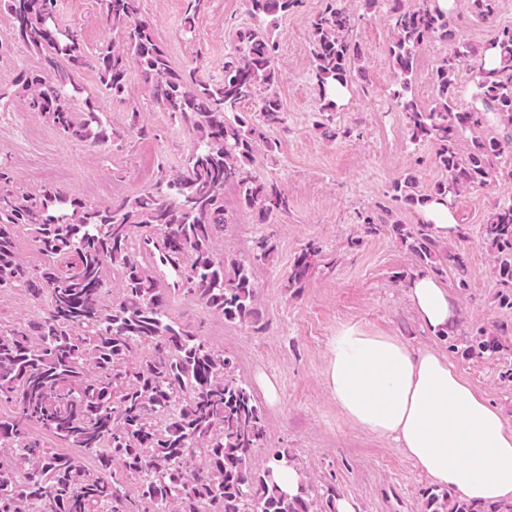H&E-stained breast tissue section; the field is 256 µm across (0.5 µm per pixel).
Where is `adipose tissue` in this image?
<instances>
[{"instance_id": "1", "label": "adipose tissue", "mask_w": 512, "mask_h": 512, "mask_svg": "<svg viewBox=\"0 0 512 512\" xmlns=\"http://www.w3.org/2000/svg\"><path fill=\"white\" fill-rule=\"evenodd\" d=\"M408 295L429 330L453 326L437 277L416 273ZM323 383L348 422L395 440L435 486L477 505L512 500V425L445 354L345 324L330 339Z\"/></svg>"}]
</instances>
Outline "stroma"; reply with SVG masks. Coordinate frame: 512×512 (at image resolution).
I'll return each instance as SVG.
<instances>
[{
  "mask_svg": "<svg viewBox=\"0 0 512 512\" xmlns=\"http://www.w3.org/2000/svg\"><path fill=\"white\" fill-rule=\"evenodd\" d=\"M318 3L306 0L305 8L279 19L272 31L286 123L272 129L278 148L260 159L254 171L281 185L290 210L272 223L259 224L250 211L235 209L234 222L220 240L221 252L245 255L258 238L270 237L273 252L254 266L261 318L253 326L229 323L187 296L172 301L170 315L231 356L256 395H263L266 384L275 386L278 400L263 405L266 437L253 450L254 463L265 464L273 450L285 448L318 491L336 488L357 503L358 512H422L431 482L393 439L349 424L327 392L322 373L329 341L341 325L358 323L401 337L415 348L437 349L512 423V307L500 302L503 288L482 235L495 205L512 200V151L500 161L501 174L490 185L450 199L458 221L450 244L464 265L456 269L440 263L438 277L448 287L458 318L448 333H432L407 296L409 275L419 268L415 256L389 231L366 234L357 215L387 204L386 194L401 176L414 174L419 193L426 194L447 174L437 166L432 144L411 141L404 115L392 101L391 18L382 2L370 7L366 0H346L358 19L356 37L367 79L353 81L335 115L337 125L353 128V137H325L309 74V16ZM58 4L60 25L80 29L88 50L116 39L103 19L101 0ZM456 11L462 16L455 28L459 43H482L495 29L512 27V0H499L491 24L467 12L465 0H456ZM183 12L184 0H141V16L152 24L172 65L195 66L205 79L221 80L232 33L252 24L245 0H208L190 34L181 28ZM451 44L432 39L418 53L412 94L422 108L432 104V74ZM33 63L10 28L0 23V165L14 172L20 186L42 187L23 161L29 153L44 158L55 173L54 185L93 202L153 189L161 171L182 165L192 134L184 121L138 95L137 65L129 67L132 94L122 102L100 91L93 72H82L80 83L96 96L104 122L126 131L122 139L91 147L66 138L8 97L14 75ZM134 110L140 112L148 137L127 131ZM311 241L321 252L301 289L291 288L294 260ZM477 327L498 336L500 349L481 357L469 354L467 340Z\"/></svg>",
  "mask_w": 512,
  "mask_h": 512,
  "instance_id": "35a3bbf8",
  "label": "stroma"
}]
</instances>
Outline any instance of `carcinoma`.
<instances>
[{
    "label": "carcinoma",
    "instance_id": "cac0c4a2",
    "mask_svg": "<svg viewBox=\"0 0 512 512\" xmlns=\"http://www.w3.org/2000/svg\"><path fill=\"white\" fill-rule=\"evenodd\" d=\"M109 2L106 23L122 37L90 54L78 29L59 26L58 0H0V21L38 60L15 75L11 95L65 137L102 146L117 132L103 123L97 100L84 94L78 77L94 71L100 86L123 101L133 60L143 96L180 115L194 145L182 168L161 173L156 190L118 203L91 202L62 188L25 191L0 166V295L22 288L38 307L32 319L0 323V402L17 413L0 418V512H336V490L317 494L303 473L297 492L288 494L274 482L271 467H255L252 449L266 432L260 401L232 358L169 315L175 296L190 295L218 318L258 321L253 262L267 259L273 245L259 239L251 259L220 254L217 245L233 223L227 191L262 224L290 208L278 183L252 175L250 166L261 152L276 151L268 129L285 123L270 26L304 0H246L256 25L232 34L218 82L203 79L196 68L171 66L153 26L141 17L140 0ZM186 2L181 27L190 33L207 0ZM386 2L393 99L411 140L434 145L435 162L448 174L428 194L415 191L411 176L392 183L390 201L417 210L500 176L497 163L512 146V29L445 55L432 75V107L424 110L408 95L418 52L431 38L453 37L458 15L437 0L415 7ZM497 7L498 0H467L470 12L489 22ZM310 29L320 127L330 138H350L351 128L335 124L336 86L348 87L362 59L355 18L344 0H322ZM465 57L476 62V91L459 110L458 66ZM249 101L257 104L253 115L240 110ZM495 123L503 135H479ZM466 131L471 146L462 152L458 144ZM358 222L369 234L390 224L422 265L434 263L440 252L427 224L414 229L399 220L378 221L371 212ZM24 234L45 257L37 270L18 248ZM139 235L160 238L178 264L172 287H162L149 259L137 252ZM483 236L494 250L500 282L512 289V204L491 214ZM318 253L315 244L305 246L290 286L303 283ZM113 275L119 295L108 302ZM144 347L149 352L134 359ZM499 347L480 328L469 350L480 356ZM36 427L68 448L95 454L97 467H87L79 455L50 452ZM114 462L135 480L134 490L106 477ZM424 512H512V501L476 506L431 489Z\"/></svg>",
    "mask_w": 512,
    "mask_h": 512
}]
</instances>
